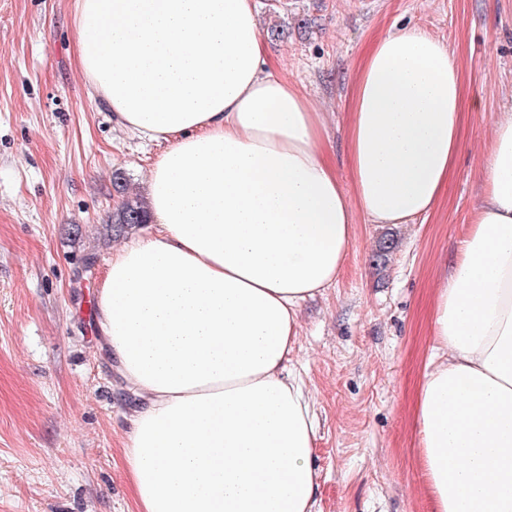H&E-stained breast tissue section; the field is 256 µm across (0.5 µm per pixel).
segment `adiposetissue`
I'll return each mask as SVG.
<instances>
[{"label":"adipose tissue","mask_w":512,"mask_h":512,"mask_svg":"<svg viewBox=\"0 0 512 512\" xmlns=\"http://www.w3.org/2000/svg\"><path fill=\"white\" fill-rule=\"evenodd\" d=\"M78 66L123 130L167 148L146 238L112 248L99 347L137 406L138 512H315L314 402L286 373L301 309L340 277L359 223L428 214L461 149L463 77L422 27L361 65L347 143L274 74L253 0H73ZM437 295L418 412L434 512H512V113Z\"/></svg>","instance_id":"adipose-tissue-1"}]
</instances>
